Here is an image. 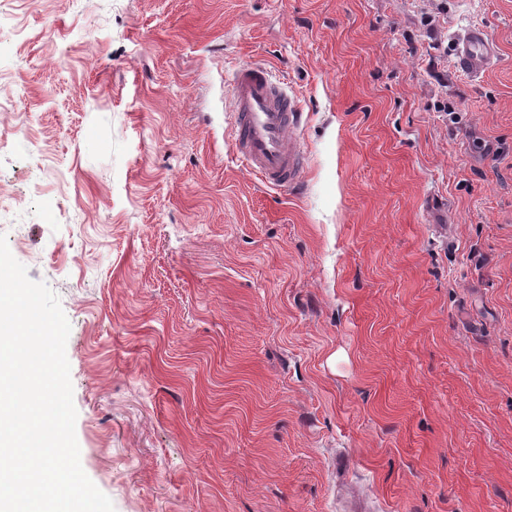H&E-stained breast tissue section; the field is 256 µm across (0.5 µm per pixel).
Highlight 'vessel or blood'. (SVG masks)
Returning <instances> with one entry per match:
<instances>
[{
    "label": "vessel or blood",
    "mask_w": 512,
    "mask_h": 512,
    "mask_svg": "<svg viewBox=\"0 0 512 512\" xmlns=\"http://www.w3.org/2000/svg\"><path fill=\"white\" fill-rule=\"evenodd\" d=\"M455 56L463 71L480 76L496 61L497 45L485 28L473 27L456 37ZM232 101L234 146L242 164L268 184L299 185L306 163L298 136L300 99L267 67L251 63L234 71Z\"/></svg>",
    "instance_id": "b4317fda"
}]
</instances>
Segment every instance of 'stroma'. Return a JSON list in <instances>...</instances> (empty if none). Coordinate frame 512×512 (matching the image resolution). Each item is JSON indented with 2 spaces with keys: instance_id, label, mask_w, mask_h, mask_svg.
I'll use <instances>...</instances> for the list:
<instances>
[{
  "instance_id": "obj_1",
  "label": "stroma",
  "mask_w": 512,
  "mask_h": 512,
  "mask_svg": "<svg viewBox=\"0 0 512 512\" xmlns=\"http://www.w3.org/2000/svg\"><path fill=\"white\" fill-rule=\"evenodd\" d=\"M9 8L0 234L115 512H512V0ZM255 61L304 106L301 191L232 150ZM497 45L483 27H471L455 39L457 65L472 76L486 73L497 60Z\"/></svg>"
}]
</instances>
